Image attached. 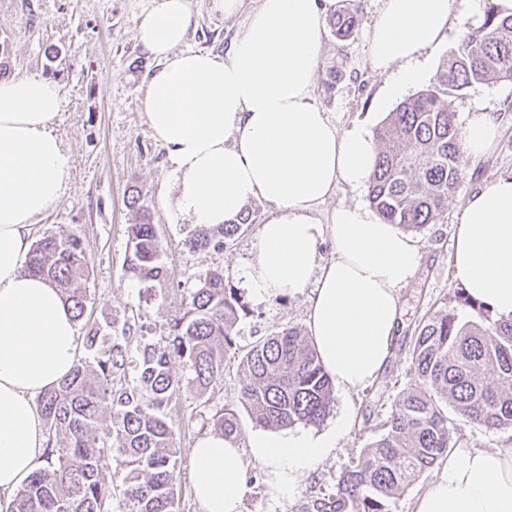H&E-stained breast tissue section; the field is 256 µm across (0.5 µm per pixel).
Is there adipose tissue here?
<instances>
[{
	"label": "adipose tissue",
	"instance_id": "ef3b65f1",
	"mask_svg": "<svg viewBox=\"0 0 512 512\" xmlns=\"http://www.w3.org/2000/svg\"><path fill=\"white\" fill-rule=\"evenodd\" d=\"M336 0H261L227 56L185 48L189 0H148L137 36L161 63L148 81L146 122L167 150L175 211L191 224L236 220L252 201L271 214L252 244L246 281L256 300L311 289L308 331L332 381L365 387L393 353L401 290L422 261L417 240L355 206L327 221L315 208L339 183L363 186L375 142L367 127L339 128L312 87L322 23ZM455 0H381L370 28L373 68L392 74L394 97L424 76L419 58L447 36ZM58 87L36 75L0 81V496L40 469L47 437L35 398L78 362L76 323L61 293L28 272L35 219L59 203L70 157L53 132ZM498 135L489 112L461 131L467 156H483ZM332 240L331 258L321 246ZM453 276L499 319H512V175L481 184L455 225ZM335 433L252 435L239 448L220 434L190 450L201 512H241L249 491L243 458L265 470L271 498L293 497ZM416 512H512V450L454 448Z\"/></svg>",
	"mask_w": 512,
	"mask_h": 512
}]
</instances>
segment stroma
<instances>
[{"instance_id":"stroma-1","label":"stroma","mask_w":512,"mask_h":512,"mask_svg":"<svg viewBox=\"0 0 512 512\" xmlns=\"http://www.w3.org/2000/svg\"><path fill=\"white\" fill-rule=\"evenodd\" d=\"M189 2L194 24L187 47L219 56L225 55L259 5V0H243L241 13L227 18L213 9L212 0ZM146 4L147 0H0V64L7 78L37 75L60 89L62 108L54 132L70 156L71 177L63 199L38 220L34 236H71L85 246L90 256L89 323L116 329L144 324L150 337L167 335L193 289L214 270L223 272L225 282L250 308L224 358L222 381L204 399L194 388L183 386L170 412L179 448L175 476L182 491L181 510L200 512L189 477L190 449L199 436L213 433L216 411L240 409L239 363L250 346L288 327L306 329L310 293L253 300L245 286L253 232L220 250H188L193 226L164 205L174 195V181L167 170L166 150L152 136L142 105L146 84L159 68L136 39ZM380 6V0H359L358 24L347 38H338L331 26L323 28L313 95L342 128L360 123L377 129L397 105L385 97L387 76L378 74L371 62L368 31ZM334 65L342 67L344 77L333 83L328 72ZM450 108L461 126L470 113L496 114L499 136L488 154L468 162L437 223L415 234L423 257L402 290V325L392 357L363 389H334L331 412L315 430L328 432L345 413L351 416V428L302 479L294 497L271 500L261 466L247 461L250 490L241 512H299L311 496L331 491L350 460L380 435L395 402L414 386L409 346L420 318L455 307L451 250L458 212L480 183L512 174V81L472 85L452 97ZM133 193L140 198V209L127 204ZM144 212L157 227L167 269L165 282L151 288L126 266L129 227L139 223Z\"/></svg>"}]
</instances>
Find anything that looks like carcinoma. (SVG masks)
Instances as JSON below:
<instances>
[{
	"label": "carcinoma",
	"mask_w": 512,
	"mask_h": 512,
	"mask_svg": "<svg viewBox=\"0 0 512 512\" xmlns=\"http://www.w3.org/2000/svg\"><path fill=\"white\" fill-rule=\"evenodd\" d=\"M357 22L354 0H346L332 25L337 36L347 37ZM504 80H512V7L487 0L483 23L466 31L432 84L401 101L376 131L368 200L385 223L419 231L447 210L466 167L449 98L474 83ZM250 224L246 214L233 224L197 226L186 245L192 251L220 249ZM129 239L128 270L146 284L165 280L156 225L143 218L131 225ZM88 264L79 239L50 235L36 242L26 268L58 288L80 322L89 302ZM455 298L459 308L435 312L415 328L417 386L395 402L383 432L342 471L336 491L310 498L301 512H391L392 500L448 454L457 422L512 430V320L494 318L463 288ZM248 314L224 274L214 270L193 290L168 334L137 345L135 358L129 355L131 327L114 335L90 328L83 336L85 357L39 396L55 443L46 466L17 491L6 512H112L114 493L100 479L105 438L112 434L126 467L125 512H180L168 407L182 384L204 396L223 379L224 354L234 345L240 316ZM175 359L185 365L187 378L173 372ZM240 367V402L255 425H317L330 413L333 382L297 328L257 340ZM105 404L113 409L110 424L102 415ZM213 426L229 440L241 434L232 409L215 414Z\"/></svg>",
	"instance_id": "carcinoma-1"
}]
</instances>
